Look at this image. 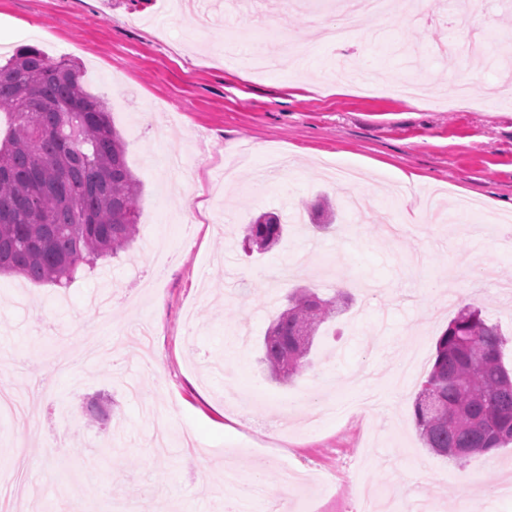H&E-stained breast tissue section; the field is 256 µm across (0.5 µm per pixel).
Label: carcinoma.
Instances as JSON below:
<instances>
[{
	"mask_svg": "<svg viewBox=\"0 0 512 512\" xmlns=\"http://www.w3.org/2000/svg\"><path fill=\"white\" fill-rule=\"evenodd\" d=\"M0 112L14 121L0 140V273L66 285L79 268L128 250L139 236L140 185L108 102L84 92L79 67L38 48L19 49L0 65ZM284 232L279 215L263 213L245 226L243 244L262 253ZM286 300L262 343V362L281 383L308 366V328L342 313L349 297L302 289ZM506 342L471 305L438 338L414 401L419 436L434 455L461 463L512 444Z\"/></svg>",
	"mask_w": 512,
	"mask_h": 512,
	"instance_id": "1",
	"label": "carcinoma"
}]
</instances>
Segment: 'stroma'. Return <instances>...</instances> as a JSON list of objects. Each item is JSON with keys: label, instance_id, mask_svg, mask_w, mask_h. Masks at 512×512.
Here are the masks:
<instances>
[{"label": "stroma", "instance_id": "obj_1", "mask_svg": "<svg viewBox=\"0 0 512 512\" xmlns=\"http://www.w3.org/2000/svg\"><path fill=\"white\" fill-rule=\"evenodd\" d=\"M0 0V64L24 46L81 66L84 90L106 98L141 186L140 235L132 250L87 269L67 286L0 275V393L14 409L0 420V497L13 512H225L241 479L263 476L266 496L289 512H362L365 493L395 498L402 512H512V496L480 498L474 485L512 477V444L455 464L425 448L416 392L436 341L464 305L499 325L512 365V102L502 99L484 54L462 56L460 35L503 47L512 6L473 0L458 31L442 0L413 22L394 11L349 41L360 84L425 72L432 94L373 97L326 76L339 56L325 29L338 0ZM248 31L277 52L287 33L314 54L253 76L224 58ZM476 96L448 94V77ZM153 123H144L143 113ZM376 185L375 205L351 212L331 166ZM411 175L401 183L400 174ZM467 200L464 222H423L425 198ZM328 199L336 220L313 228ZM496 209H489L488 201ZM264 212L288 233L266 253H245L243 228ZM290 288L337 295L352 278L350 309L325 325L305 372L291 385L268 379L259 343L279 303L267 289L287 266ZM162 360L161 373L149 367ZM367 387L378 410L336 411L316 425L295 417L273 438L286 399L315 408ZM100 399L107 422L82 414ZM112 445L111 458L99 456Z\"/></svg>", "mask_w": 512, "mask_h": 512}]
</instances>
